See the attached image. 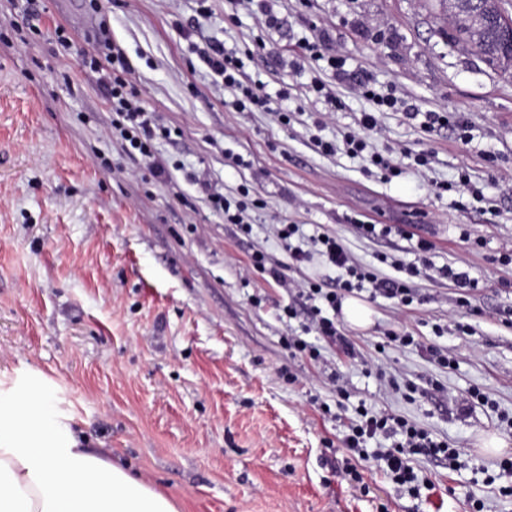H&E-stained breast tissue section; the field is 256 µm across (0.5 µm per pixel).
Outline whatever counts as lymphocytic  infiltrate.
I'll return each mask as SVG.
<instances>
[{
  "label": "lymphocytic infiltrate",
  "instance_id": "f902f5d3",
  "mask_svg": "<svg viewBox=\"0 0 512 512\" xmlns=\"http://www.w3.org/2000/svg\"><path fill=\"white\" fill-rule=\"evenodd\" d=\"M324 41V35L318 34L303 43L304 55L320 63L322 70L321 77L312 81L310 93L316 100L322 101L328 111L334 112L341 109L342 103L332 86L348 83L359 97L372 103L373 109L361 113L355 128L345 132L341 142L320 141L322 153L332 155L341 148L348 155L356 157L366 152L372 164L384 176L400 175L402 169L391 156L371 151L369 134L377 126L378 113L402 110V100L390 93H379L372 81L359 77L355 70L347 68L345 60L325 54ZM196 53L216 80L232 92L231 106L235 111H271L269 99L260 93L256 84L243 80L242 59L226 50L222 42L206 41L203 47L197 48ZM79 68L84 78L100 91L105 108L112 115V134L122 151L140 159L150 178L161 183L171 182L170 164L157 153L155 143L170 137L172 131L158 112L147 107L143 91L132 81L134 66L129 56L111 38L108 30H101L93 52L81 56ZM191 181L197 192L209 200L212 209L223 216L225 223L235 225L244 233H251L252 226L247 220L248 206L244 201L226 196L223 188L207 172L193 173ZM274 234L288 248L287 265L298 267L316 259L337 273L334 284L328 288L312 278L290 282L289 287L294 290L298 303L283 310L285 318L289 320L296 318L299 311H306L310 329L328 343L347 350L352 347L335 318L346 296L367 290L371 294L396 300L402 306L410 305L415 298L411 279L416 276V269H408L406 277H398L397 271L403 268L402 264L399 260L389 259L388 255H379L378 266H365L352 257L337 236L326 233L308 236L299 224L275 225ZM385 263L392 267V274L382 272L381 266ZM355 413L357 418L350 423L343 437L345 450L363 461L371 458L382 461L386 474L409 495L420 493L419 477L413 466L415 457L429 456L448 461L452 466L459 459V449L451 447L447 440L438 438L417 421L375 411L363 403L357 405ZM379 436L391 439V447L368 451L367 441Z\"/></svg>",
  "mask_w": 512,
  "mask_h": 512
}]
</instances>
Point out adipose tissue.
<instances>
[{
	"label": "adipose tissue",
	"mask_w": 512,
	"mask_h": 512,
	"mask_svg": "<svg viewBox=\"0 0 512 512\" xmlns=\"http://www.w3.org/2000/svg\"><path fill=\"white\" fill-rule=\"evenodd\" d=\"M55 389L36 369L0 374V512H180L87 447Z\"/></svg>",
	"instance_id": "obj_1"
}]
</instances>
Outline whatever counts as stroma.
I'll return each instance as SVG.
<instances>
[{
	"label": "stroma",
	"mask_w": 512,
	"mask_h": 512,
	"mask_svg": "<svg viewBox=\"0 0 512 512\" xmlns=\"http://www.w3.org/2000/svg\"><path fill=\"white\" fill-rule=\"evenodd\" d=\"M276 9L278 30L245 0H97L93 9L41 0L36 28L0 30V371L31 367L55 380L78 433L183 512H473L475 500L484 512H512V497L482 471L495 459L490 439L512 455V432L498 425L499 414L512 417V264L495 260L512 249V74L447 43L436 0H279ZM102 24L173 130L157 143L172 183L146 180L122 152L100 92L79 71ZM59 26L68 46L56 41ZM322 31L326 51L382 92L423 112L461 113L469 141L382 112L371 141L400 154V176L386 181L361 159L321 154L315 137L335 138L368 108L346 84L334 87L337 112L308 94L317 65L301 43ZM208 39L243 59L272 111L231 107V91L192 50ZM422 150L432 167L421 174L408 155ZM199 168L225 194L265 200L250 234L210 213L186 178ZM463 170L484 195L464 208L433 188ZM360 222L407 233L369 239ZM277 224L336 234L371 265L380 253L419 265L414 241L424 238L432 265L469 270L480 286L466 307L452 281L425 272L406 307L360 293L374 315L367 328L346 327L354 353L318 342L319 358L294 357L284 336L305 321H281L291 293L248 269L257 250L287 262ZM451 318L471 332L434 335L433 324ZM391 331L415 345H387ZM434 349L452 367L434 364ZM392 375L417 393H392ZM474 388L490 404L468 401ZM362 400L462 448L461 469L417 457L436 490L413 499L378 462L361 461L369 491L355 492L326 465L325 443L339 441Z\"/></svg>",
	"instance_id": "obj_1"
}]
</instances>
